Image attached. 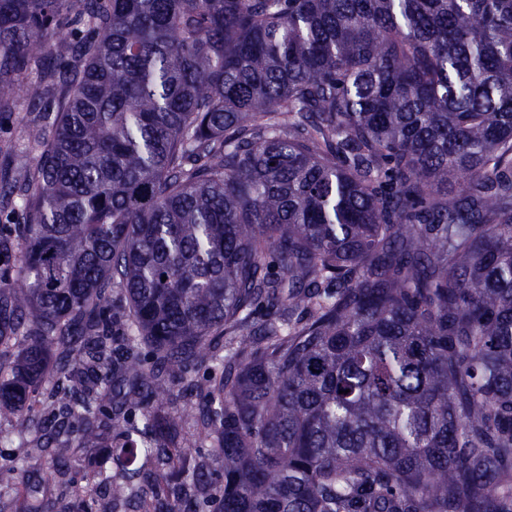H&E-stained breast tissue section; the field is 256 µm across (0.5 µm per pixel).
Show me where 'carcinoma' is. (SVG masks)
Masks as SVG:
<instances>
[{
  "instance_id": "obj_1",
  "label": "carcinoma",
  "mask_w": 512,
  "mask_h": 512,
  "mask_svg": "<svg viewBox=\"0 0 512 512\" xmlns=\"http://www.w3.org/2000/svg\"><path fill=\"white\" fill-rule=\"evenodd\" d=\"M32 75L0 419L70 383L181 490L148 398L222 360L218 512H512V0H0V112Z\"/></svg>"
}]
</instances>
